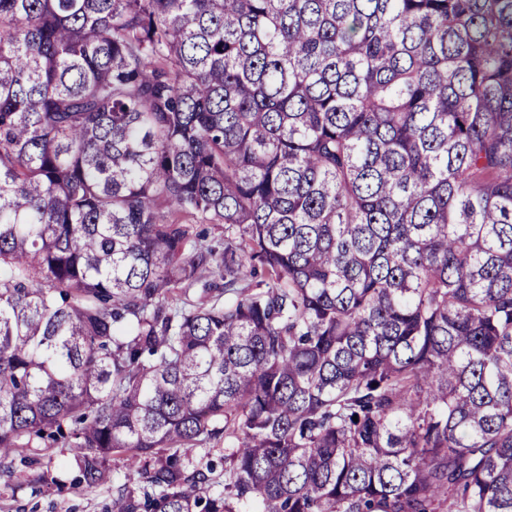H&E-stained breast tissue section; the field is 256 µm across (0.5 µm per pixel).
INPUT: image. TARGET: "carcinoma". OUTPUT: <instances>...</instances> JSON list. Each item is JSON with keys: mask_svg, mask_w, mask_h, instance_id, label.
<instances>
[{"mask_svg": "<svg viewBox=\"0 0 512 512\" xmlns=\"http://www.w3.org/2000/svg\"><path fill=\"white\" fill-rule=\"evenodd\" d=\"M31 448L125 455L110 512H512V0H0ZM210 460L218 464L213 476L221 482V486L216 488L222 489L224 483V438H221L218 443L211 444L208 448H196L184 456V464L189 471L205 469Z\"/></svg>", "mask_w": 512, "mask_h": 512, "instance_id": "cac0c4a2", "label": "carcinoma"}]
</instances>
